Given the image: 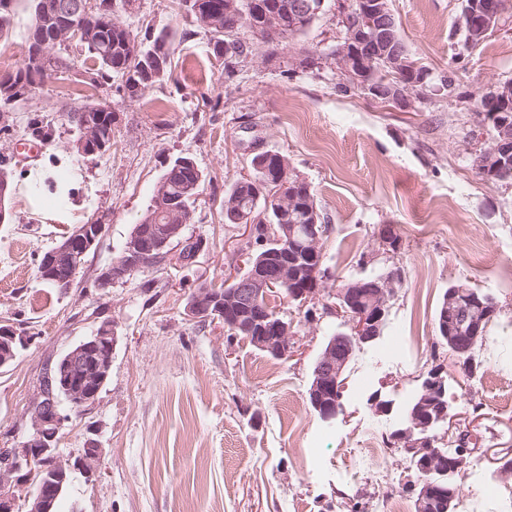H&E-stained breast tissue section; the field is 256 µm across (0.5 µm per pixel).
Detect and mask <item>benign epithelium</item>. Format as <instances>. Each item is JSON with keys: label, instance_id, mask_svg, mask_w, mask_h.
<instances>
[{"label": "benign epithelium", "instance_id": "1", "mask_svg": "<svg viewBox=\"0 0 512 512\" xmlns=\"http://www.w3.org/2000/svg\"><path fill=\"white\" fill-rule=\"evenodd\" d=\"M325 0H295L288 5V15L299 26L314 21L323 11ZM92 0H54L46 9L61 21L51 41L33 50L31 68L36 70L48 56L54 55L58 44H67L80 37L85 20L93 10ZM387 0H336V15L346 27L340 44L330 59L342 75L343 83L363 91L374 99H384L398 107H408L414 99L424 98L422 80L390 82L376 80L380 70L409 71L415 68L411 59L402 57L395 45L388 23ZM503 16L498 0H464L460 19L467 40L477 41L488 36ZM484 102L495 107L487 118L492 127L489 146L480 154L481 174L490 180L512 168V138L504 140L496 135L512 127V114L505 107L512 103V83H504L483 94ZM81 135L78 148L91 155L104 151L111 142V133L93 123L87 116L76 115ZM275 181L281 186L300 183L284 159L274 170ZM185 225L155 224L151 236L135 228L128 236L122 251L98 278V287L108 288L112 281L124 279L137 272L149 270L165 262L170 246L181 242ZM105 230L103 224H81L68 231L62 240L45 252L39 264V277L64 292L69 291L85 262L87 254L96 249ZM281 250L249 259L250 271L227 279L230 288L224 292V327L254 337L255 345L275 358H286L291 353L290 323L270 313L261 304L262 297L275 284L290 287L297 297L310 301L315 298L326 280L321 270V227L314 223L304 227L281 224L276 232ZM397 281L375 278L349 282L337 293L339 303L335 312L348 318L349 331L338 333L324 345L312 373L308 400L324 420H333L340 412L339 402L345 389V372L356 345L372 343L381 335L388 312V302ZM212 306L207 289L190 298L188 313L194 319H211ZM498 305L484 293H467L454 287L448 291L443 316L455 314L459 323L448 337L463 361H470L474 348L485 337L484 323L495 315ZM30 337L4 327L0 329V368L15 360ZM117 345L115 325L106 321L96 334L80 341L56 360L55 380L60 394L40 387L31 402L32 433L18 448H4L0 467V512H16L23 506L26 512H53L63 485L73 468L83 471L85 478L99 477L101 448L96 440L82 456L69 464L60 458L58 435L70 413L86 411L98 399L111 369L112 356ZM422 400L409 420V426L395 433L397 445L425 459L437 457L434 439L429 429L443 423L455 424L447 400L445 379L434 376L421 386ZM442 500L441 486L427 481L418 495L419 512H432Z\"/></svg>", "mask_w": 512, "mask_h": 512}]
</instances>
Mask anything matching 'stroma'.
Listing matches in <instances>:
<instances>
[{
	"label": "stroma",
	"mask_w": 512,
	"mask_h": 512,
	"mask_svg": "<svg viewBox=\"0 0 512 512\" xmlns=\"http://www.w3.org/2000/svg\"><path fill=\"white\" fill-rule=\"evenodd\" d=\"M409 55L430 72L424 100L407 110L356 93L338 95L334 68L305 69V53L335 48L332 13L270 56L252 55L232 78L193 29L178 0H137L122 19L132 29L172 31L171 80L129 98L116 87L90 89L79 78L90 61L63 50L69 69L0 121V169L14 186L10 218L0 223V325L30 342L0 368V447L31 431L28 412L46 362L117 325L112 370L96 403L60 432L63 458L77 460L88 439L102 450V475L73 470L61 512H376L384 493L413 506L417 490L390 445L399 417L434 363L448 379V401L479 440L475 478H458L460 500L479 512H512V181H488L475 160L489 136L475 115L478 98L512 82V9L477 47L464 45L461 0H390ZM32 0H13L0 39V74L27 49ZM112 112V147L78 152V128L66 112L84 102ZM51 122L53 138L31 145L27 120ZM286 154L313 188L329 226L323 238L328 278L318 299L275 300L292 324L293 353L276 359L222 323L188 317L202 283L242 272L248 239L224 221V194L250 174L255 149ZM204 174L188 239L203 246L188 262L171 261L97 288L111 258L145 214L154 188L177 157ZM36 167L63 178L70 198L33 209L26 176ZM105 232L75 288L62 294L38 277L44 252L77 224ZM393 224L402 242L384 251L378 226ZM401 284L375 342L356 348L344 410L323 420L308 402L314 361L328 338L346 330L327 313L348 281L392 270ZM464 284L492 295L496 318L477 348V375L462 372L438 348L436 314L446 290ZM386 401L379 412L375 400ZM388 481H381V473ZM496 490L479 498L481 484Z\"/></svg>",
	"instance_id": "obj_1"
}]
</instances>
